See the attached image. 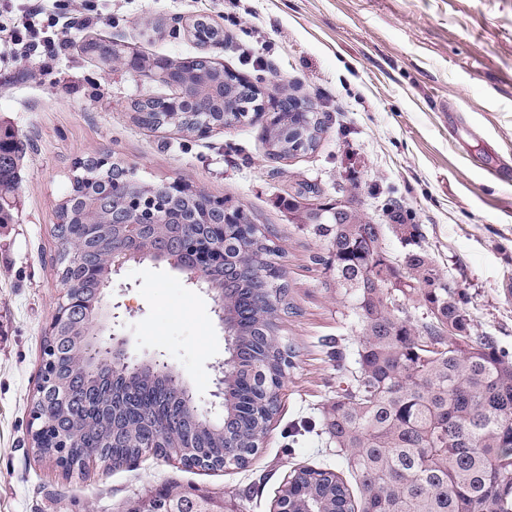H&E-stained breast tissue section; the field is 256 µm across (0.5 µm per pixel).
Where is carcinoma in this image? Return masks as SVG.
Wrapping results in <instances>:
<instances>
[{"label":"carcinoma","mask_w":512,"mask_h":512,"mask_svg":"<svg viewBox=\"0 0 512 512\" xmlns=\"http://www.w3.org/2000/svg\"><path fill=\"white\" fill-rule=\"evenodd\" d=\"M317 143L322 121L316 112H277L266 129L275 155L294 154L285 131ZM24 145L9 130L0 132V224L12 219L19 189ZM148 185L129 176L123 193L112 195L109 168L81 167L59 207L61 223L77 240L83 225L109 224L112 208L138 198L146 214L158 212L159 199L148 198ZM181 211L191 226L203 228L208 213L204 195L181 190L164 201ZM239 224L224 227V259L242 270L223 281L231 303L224 310V331L241 357L224 366V417L235 444L227 466L242 468L268 432L264 426L273 386L291 365L288 345L279 339L277 313L288 308L281 255L240 211ZM386 225L365 221L359 210L329 207L321 222L306 231L327 243L317 264L336 284L360 339L352 363L349 346L336 343L338 379L346 387L322 408L324 432L336 445L339 468L356 483L354 497L340 472L304 468L288 485L289 499L321 497L330 512H512V354L495 337L472 331L466 295L452 287L426 251L415 249L419 225H400L408 247L393 256L383 245ZM95 252L71 244L58 256L61 270L75 277L87 298L97 283L83 281ZM424 309L416 318L412 307ZM134 408L104 415L90 404L57 411L73 443L70 459L87 448L101 449L98 461L118 468L144 454L167 457L157 438L166 427L188 424L178 385L163 376L139 375L125 383ZM194 453L217 458L224 444L206 431L196 433Z\"/></svg>","instance_id":"cac0c4a2"}]
</instances>
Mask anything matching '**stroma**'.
<instances>
[{
	"label": "stroma",
	"instance_id": "stroma-1",
	"mask_svg": "<svg viewBox=\"0 0 512 512\" xmlns=\"http://www.w3.org/2000/svg\"><path fill=\"white\" fill-rule=\"evenodd\" d=\"M92 4L101 24L42 63L0 60V125L26 140L14 221L0 224V512H127L164 485L206 495L226 512H273L296 468H335L321 409L336 394L330 342L357 333L317 256L326 244L288 199L357 201L374 224L419 225L420 245L462 288L474 332L512 352V182L487 168L512 163V0H60ZM205 17L224 45L204 49L189 30ZM118 43L103 65L85 40ZM209 57L266 94L310 102L324 122L317 147L268 155L265 118L197 136L150 129L135 102L176 95L154 60ZM118 162L140 181L182 187L249 212L282 252L293 352L269 432L243 468L205 471L144 457L117 469L87 463L64 476L35 456L27 430L44 340L62 297L53 229L80 161ZM121 312L128 352L164 353L202 401L227 359L213 301L182 271L129 263L106 288Z\"/></svg>",
	"mask_w": 512,
	"mask_h": 512
}]
</instances>
